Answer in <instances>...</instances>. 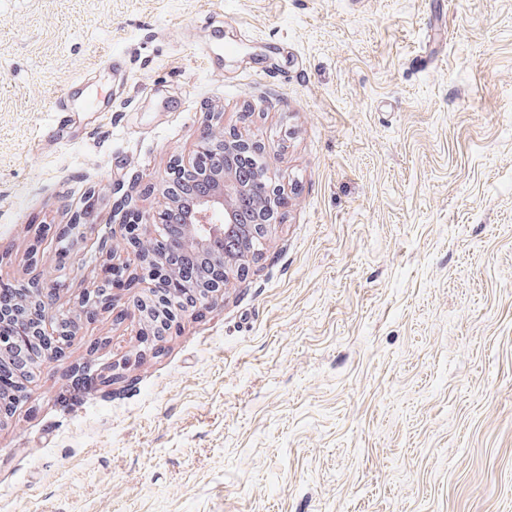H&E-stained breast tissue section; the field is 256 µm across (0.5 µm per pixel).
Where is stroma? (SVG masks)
I'll list each match as a JSON object with an SVG mask.
<instances>
[{
	"mask_svg": "<svg viewBox=\"0 0 512 512\" xmlns=\"http://www.w3.org/2000/svg\"><path fill=\"white\" fill-rule=\"evenodd\" d=\"M230 129L293 197L262 256L152 350L128 292L83 322L0 428V512H512V0H0V280L140 278ZM76 223L73 260L38 236Z\"/></svg>",
	"mask_w": 512,
	"mask_h": 512,
	"instance_id": "1",
	"label": "stroma"
}]
</instances>
